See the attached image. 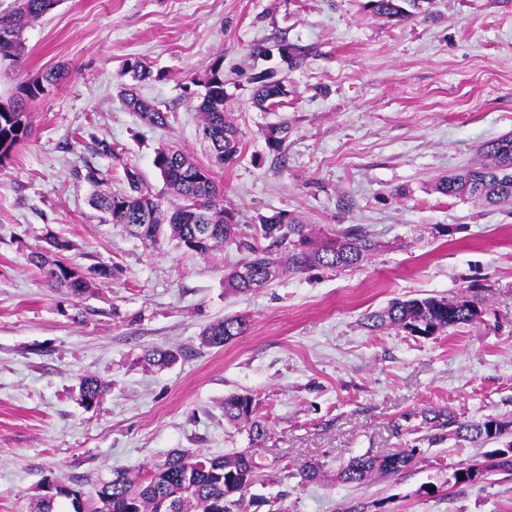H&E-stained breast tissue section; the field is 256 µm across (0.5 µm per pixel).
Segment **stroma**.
Returning a JSON list of instances; mask_svg holds the SVG:
<instances>
[{
    "label": "stroma",
    "instance_id": "stroma-1",
    "mask_svg": "<svg viewBox=\"0 0 512 512\" xmlns=\"http://www.w3.org/2000/svg\"><path fill=\"white\" fill-rule=\"evenodd\" d=\"M365 0H59L23 32L20 64L0 66V97L52 68L65 76L24 108L31 130L0 160V512H30L47 483L91 497L114 472L175 450L251 449L261 480L243 512H512V473L453 485L487 450L449 438L420 445L418 410L465 421L512 418V212L448 197L436 180L512 134V0H435L400 24ZM271 48L265 59L249 50ZM304 48L297 65L280 44ZM224 59L227 111L241 152L217 169L224 205L245 231L276 212L326 230L367 227L381 249L360 268L292 273L247 296L227 294L232 244L205 255L149 244L90 203L86 168L110 191L126 169L161 194L156 151L177 145L210 164L197 79ZM153 76L139 93L167 112L157 128L118 88L129 60ZM272 71L293 90L269 112L249 76ZM288 122L285 164L265 131ZM68 241L69 263L112 272L95 294L48 285L32 252ZM477 285L483 314L424 337L372 331L366 314L395 299L455 298ZM228 314L250 321L222 348L199 334ZM180 350L165 368L144 349ZM106 390L82 405L79 380ZM249 394L267 436L250 442L224 419ZM420 446L410 468L339 482L351 457ZM305 463L321 477L302 482Z\"/></svg>",
    "mask_w": 512,
    "mask_h": 512
}]
</instances>
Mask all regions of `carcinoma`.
<instances>
[{
    "instance_id": "obj_1",
    "label": "carcinoma",
    "mask_w": 512,
    "mask_h": 512,
    "mask_svg": "<svg viewBox=\"0 0 512 512\" xmlns=\"http://www.w3.org/2000/svg\"><path fill=\"white\" fill-rule=\"evenodd\" d=\"M59 0H16L13 9L0 12V61L17 64L25 55L23 32L33 21L53 10ZM420 0H366L365 8L389 22H402L412 16L410 8ZM122 74L136 81L151 77V71L139 60L128 62ZM62 77V70H49L37 79L24 83L7 100H0V159L30 131V115L24 111L23 100H33L45 92L48 85ZM189 82L203 88L197 112L201 116L202 138L209 144L214 166L224 167L234 162L241 150L237 129L226 112L224 56L215 58L209 72L201 79ZM252 102L263 110H273L288 101L293 90L288 81L277 79L270 72L249 77ZM126 107L146 123L164 127L168 116L155 104L143 99L132 86L120 90ZM288 126L270 127L266 144L275 154V161L285 165L282 145ZM483 160L462 171L439 178L435 190L445 196L475 199L489 206L512 208V135L485 143ZM172 199L164 200L142 183L140 174L125 170L128 188L101 193L92 198L97 209L109 214L112 223L131 227L143 226L142 238L156 243L167 239L175 247L205 254L221 244H234L245 252L241 264L248 267V278L231 269L224 275V288L234 295H247L271 283L269 273L279 278L288 273L312 269H354L371 259L379 250V242L362 225L325 232L297 217L281 212L267 217L255 234L248 235L237 224L232 210L220 203L213 166L195 161L177 148H161L153 159ZM50 249L31 255L47 281L65 288L74 296L92 294L98 279L110 275L107 268L79 270L58 255L69 250L65 241L51 238ZM482 313L480 303L466 296L459 298L423 297L396 299L388 308L366 316L371 330L386 325L401 327L422 336H432L449 327L468 325ZM249 320L243 315H229L211 323L200 333L208 347L220 348L245 334ZM181 356L179 350H147L145 360L165 366ZM104 386L94 376L80 379L81 400L87 407L95 406ZM426 428L422 440L434 444L452 431L457 439L472 443H500L494 450L501 459L492 469L512 472V420L497 419L494 430L488 419L462 421L450 409H422L418 412ZM224 418L248 432L254 441L264 437L267 427L255 416V406L247 395L224 397ZM419 453L412 447L395 450L383 456L362 454L353 457L339 472L342 483L352 485L367 481L374 474L394 475L409 468ZM261 466L246 451L224 456H209L200 452L178 450L150 471L127 474L117 472L97 490V501L86 507L82 493L66 484L54 483L55 493L45 495L35 503L33 512H55V497L71 499L74 512H242L244 495L259 480ZM454 484L473 486L483 482L471 474L469 464H461L452 474Z\"/></svg>"
}]
</instances>
